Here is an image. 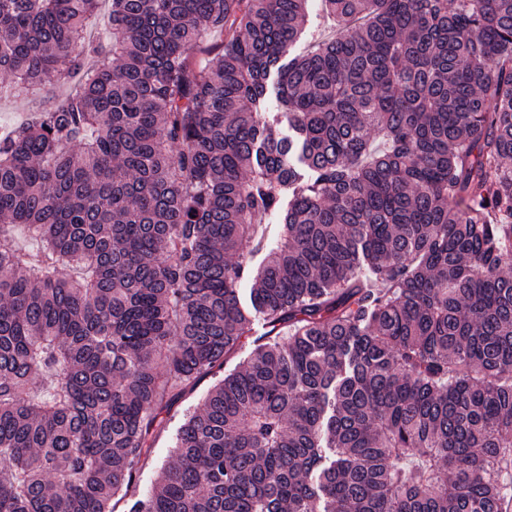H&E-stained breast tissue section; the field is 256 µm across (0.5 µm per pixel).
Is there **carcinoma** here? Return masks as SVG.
Returning <instances> with one entry per match:
<instances>
[{
    "label": "carcinoma",
    "mask_w": 512,
    "mask_h": 512,
    "mask_svg": "<svg viewBox=\"0 0 512 512\" xmlns=\"http://www.w3.org/2000/svg\"><path fill=\"white\" fill-rule=\"evenodd\" d=\"M101 2L0 0V89L81 79L0 135V512L219 373L127 512H512V0ZM308 26L309 34L296 46L295 53L306 49V42L313 33L315 38L322 39L331 36L335 32V28L331 22L324 16L320 9V1L312 0L308 6Z\"/></svg>",
    "instance_id": "obj_1"
}]
</instances>
